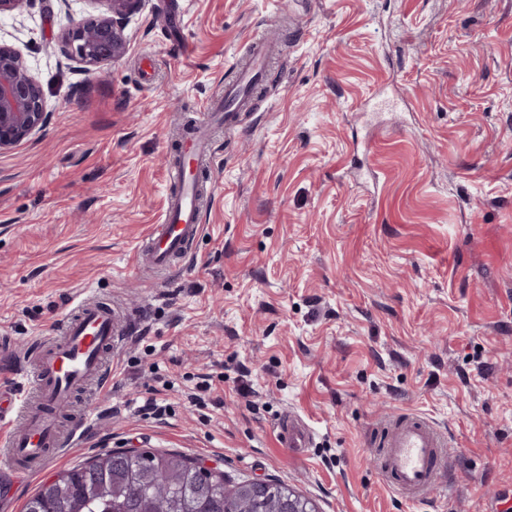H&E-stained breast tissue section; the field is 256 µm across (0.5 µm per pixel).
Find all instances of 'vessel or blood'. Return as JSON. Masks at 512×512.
<instances>
[{
    "label": "vessel or blood",
    "mask_w": 512,
    "mask_h": 512,
    "mask_svg": "<svg viewBox=\"0 0 512 512\" xmlns=\"http://www.w3.org/2000/svg\"><path fill=\"white\" fill-rule=\"evenodd\" d=\"M272 38L257 39L248 65L237 67L236 82L227 87L215 109L204 112L195 131L184 137L169 165L175 189L158 224L152 225L137 249L138 263L155 271L168 270L184 258L202 226L198 172L208 152L213 120L231 125L247 104L252 84L260 78L270 55ZM60 342L38 353L33 370L18 389L0 393V457L40 473L60 456L66 441L56 422L71 398L88 385L104 389L112 375V351L123 334L117 307L99 302L91 289L70 298V315L58 327ZM286 447L303 452L313 441L310 427L298 419L281 432ZM384 483L409 500L437 485L446 462L448 441L429 420L421 417L390 422L382 440Z\"/></svg>",
    "instance_id": "obj_1"
}]
</instances>
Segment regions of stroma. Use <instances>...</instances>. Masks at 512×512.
Instances as JSON below:
<instances>
[{
    "instance_id": "stroma-1",
    "label": "stroma",
    "mask_w": 512,
    "mask_h": 512,
    "mask_svg": "<svg viewBox=\"0 0 512 512\" xmlns=\"http://www.w3.org/2000/svg\"><path fill=\"white\" fill-rule=\"evenodd\" d=\"M105 11L0 16L49 114L0 152V336L53 341L86 286L127 316L108 391L73 403L90 431L32 477L0 459V512L116 449L277 480L319 512L512 506V0H140L125 55L87 73L60 35ZM269 27L251 110L212 135L190 254L134 266L178 134ZM409 413L448 437L415 502L377 465ZM289 414L315 433L299 455Z\"/></svg>"
}]
</instances>
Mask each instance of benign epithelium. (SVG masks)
<instances>
[{"label": "benign epithelium", "mask_w": 512, "mask_h": 512, "mask_svg": "<svg viewBox=\"0 0 512 512\" xmlns=\"http://www.w3.org/2000/svg\"><path fill=\"white\" fill-rule=\"evenodd\" d=\"M107 12L82 20L61 36L69 58L88 69L121 58L127 49L122 21L138 0H105ZM47 121L43 92L22 56L0 41V152L29 140ZM280 512H318L307 499L285 496Z\"/></svg>", "instance_id": "obj_1"}]
</instances>
